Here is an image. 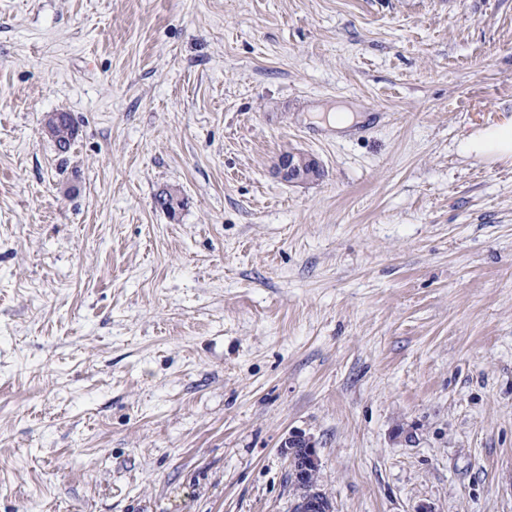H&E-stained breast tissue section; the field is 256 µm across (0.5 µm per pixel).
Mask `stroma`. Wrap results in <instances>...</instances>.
Returning <instances> with one entry per match:
<instances>
[{
    "label": "stroma",
    "mask_w": 512,
    "mask_h": 512,
    "mask_svg": "<svg viewBox=\"0 0 512 512\" xmlns=\"http://www.w3.org/2000/svg\"><path fill=\"white\" fill-rule=\"evenodd\" d=\"M506 121L512 0H0V512H512ZM61 112L47 113L44 121L45 134L54 141L65 142L77 134V127L74 122H70ZM464 150L490 159L512 156V122L484 128L466 141ZM273 168L275 173L286 182L302 183L304 179H316L321 176L319 163L301 152H282L277 156ZM291 457V470H304L303 477L316 475L319 471V459L314 444L300 436L289 437L284 447ZM289 450V452H288ZM318 477L315 479V484L319 486ZM314 483H295L294 486L299 490V495L297 496L296 502L293 507L294 510H298V512H304L308 509H317L320 503L319 500H316V494H320L321 491L316 489V485Z\"/></svg>",
    "instance_id": "stroma-1"
}]
</instances>
